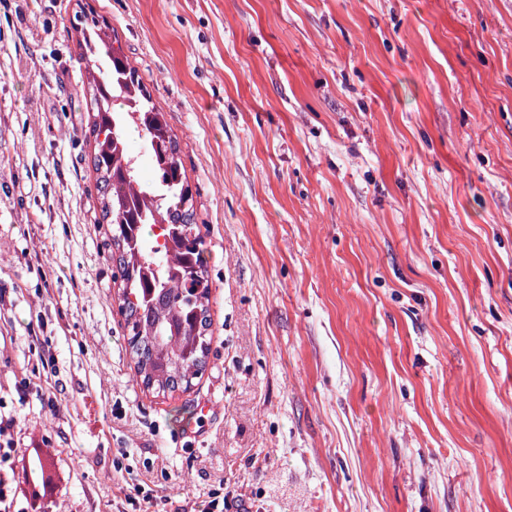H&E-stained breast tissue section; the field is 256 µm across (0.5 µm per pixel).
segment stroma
Listing matches in <instances>:
<instances>
[{"label":"stroma","instance_id":"obj_1","mask_svg":"<svg viewBox=\"0 0 512 512\" xmlns=\"http://www.w3.org/2000/svg\"><path fill=\"white\" fill-rule=\"evenodd\" d=\"M167 114L211 349L138 386L77 19ZM210 405L200 414V405ZM0 416L45 512H512V0H0ZM132 491L127 494L128 503L139 512H222L224 509L223 487L210 490L207 497L200 501H192L189 509L185 505L178 506L176 510H168L172 506L171 498L168 496H159L153 493L152 489L145 490L140 484H133ZM222 494V496H221ZM222 505V508L220 506Z\"/></svg>","mask_w":512,"mask_h":512}]
</instances>
